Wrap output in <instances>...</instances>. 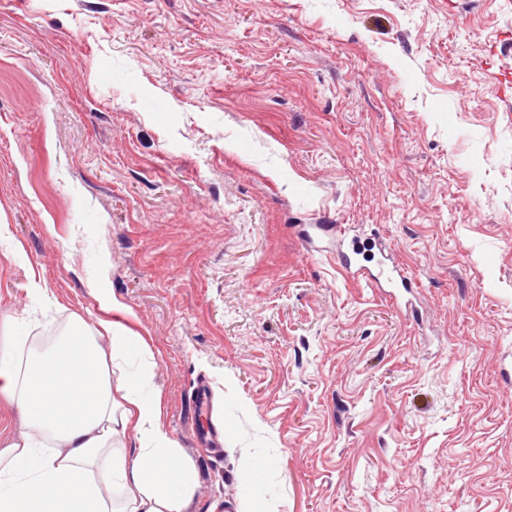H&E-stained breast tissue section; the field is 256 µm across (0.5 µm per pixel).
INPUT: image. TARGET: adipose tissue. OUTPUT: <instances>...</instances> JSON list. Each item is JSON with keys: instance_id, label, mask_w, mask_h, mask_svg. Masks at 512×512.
Returning <instances> with one entry per match:
<instances>
[{"instance_id": "1", "label": "adipose tissue", "mask_w": 512, "mask_h": 512, "mask_svg": "<svg viewBox=\"0 0 512 512\" xmlns=\"http://www.w3.org/2000/svg\"><path fill=\"white\" fill-rule=\"evenodd\" d=\"M99 303L97 326L73 318L44 346L0 321V402L22 424L0 448V512H183L191 496L194 471L151 394L153 351L123 304L106 292Z\"/></svg>"}]
</instances>
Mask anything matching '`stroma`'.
Masks as SVG:
<instances>
[{"mask_svg": "<svg viewBox=\"0 0 512 512\" xmlns=\"http://www.w3.org/2000/svg\"><path fill=\"white\" fill-rule=\"evenodd\" d=\"M0 224V319L128 308L183 512H512V0H0ZM338 263L344 274L352 280L364 279L372 288H393L395 291L387 292L395 300H399L401 294L412 295L413 289L417 288L416 283L407 277L395 262L386 268L372 270L359 264L349 253L342 252L338 255Z\"/></svg>", "mask_w": 512, "mask_h": 512, "instance_id": "obj_1", "label": "stroma"}]
</instances>
